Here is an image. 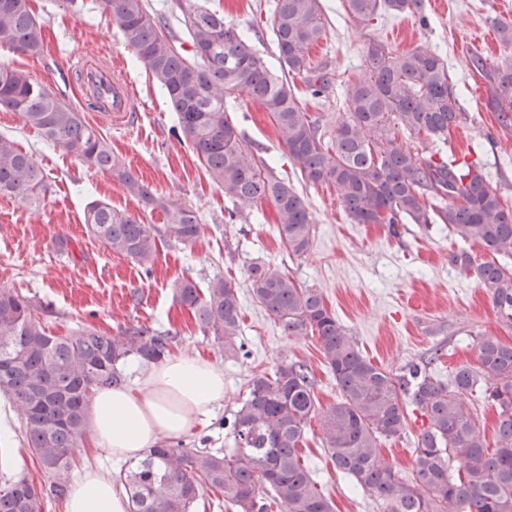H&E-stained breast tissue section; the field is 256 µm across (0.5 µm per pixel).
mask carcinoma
<instances>
[{
  "label": "carcinoma",
  "instance_id": "cac0c4a2",
  "mask_svg": "<svg viewBox=\"0 0 512 512\" xmlns=\"http://www.w3.org/2000/svg\"><path fill=\"white\" fill-rule=\"evenodd\" d=\"M137 61L165 91L177 114V137L190 144L210 181L240 209L270 201L279 238L301 257L310 248L312 220L294 185L277 174L232 122L229 103L254 102L270 112L281 144L310 185H332L353 223L383 224L394 237L405 224H446L488 259L473 265L457 254L461 273L476 274L497 314L512 323V206L468 155L422 158L399 136L425 135L448 142L467 120L448 68L423 48L394 53L369 42L364 66L344 99L345 119L328 138L305 112L288 83L304 76L306 94L329 86L311 66L310 50L325 32L321 0H276L272 31L282 72L271 70L234 27L191 0H175L191 49L184 47L148 0H101ZM347 14L370 25L381 13L424 17V0H343ZM0 44L32 57L43 55V23L30 0H0ZM484 71L492 108L512 127V65ZM0 107L17 113L45 141L92 168L112 173L144 207L166 215L165 233L183 244L203 231L197 210L155 195L112 157L101 132L83 113L25 73L0 66ZM48 183L33 157L0 135V196L31 210L44 204ZM88 232L110 252L150 274L160 231L93 201L84 210ZM247 281L254 297L288 336L312 334L336 379L340 399L317 407L305 365L281 363L253 376L240 408L224 420L234 448H187L163 439L118 475L130 512H196L211 490L236 512H333L300 454L309 420L319 417L322 441L336 468L382 501L387 512H512V343L482 336L479 367L464 365L448 381L428 363L411 362L393 373L374 365L339 324L315 288H303L269 264L253 262ZM177 303L211 335L235 352L240 333L238 286L216 278L206 289L191 279L175 283ZM46 308L0 288V392L16 405L23 438L43 472L37 483L20 478L0 490V512H43L45 498L64 499L81 445L91 429L89 402L97 387H119L130 361L157 364L179 343L178 333L150 325L115 336L82 328L71 336L47 333ZM480 392L495 407L496 438L489 448L465 400ZM428 419L414 448L412 476H399L379 453L383 439L402 436L406 410Z\"/></svg>",
  "mask_w": 512,
  "mask_h": 512
}]
</instances>
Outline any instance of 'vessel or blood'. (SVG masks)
<instances>
[{"instance_id":"b4317fda","label":"vessel or blood","mask_w":512,"mask_h":512,"mask_svg":"<svg viewBox=\"0 0 512 512\" xmlns=\"http://www.w3.org/2000/svg\"><path fill=\"white\" fill-rule=\"evenodd\" d=\"M69 71L91 97L99 119L117 129L136 127L144 105L130 79L113 66L110 51L71 60Z\"/></svg>"}]
</instances>
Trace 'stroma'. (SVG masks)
I'll return each mask as SVG.
<instances>
[{"instance_id":"stroma-1","label":"stroma","mask_w":512,"mask_h":512,"mask_svg":"<svg viewBox=\"0 0 512 512\" xmlns=\"http://www.w3.org/2000/svg\"><path fill=\"white\" fill-rule=\"evenodd\" d=\"M199 7L220 12L227 25L243 32L250 45L269 64H276L272 22L275 0H193ZM325 34L311 50L315 67L330 77L320 98L305 102L326 135H334L343 120L342 102L353 75L364 64L368 43L378 39L395 52L418 46L435 51L448 67L451 81L468 120L453 130L447 143L432 144L404 136V144L426 156L434 152L461 155L476 149L502 198L512 205V129H503L492 109L489 83L474 65L501 67L512 48L486 43L497 34L499 22L512 23V0H425V15H382L370 27L357 25L342 0H322ZM44 23L45 53L29 57L0 45V65L22 70L49 90L65 88L66 100L80 106L75 78H62L68 56L112 49L113 61L123 65L148 106L138 129L120 133L102 127L115 160L143 180L156 194L193 205L203 224L199 239L182 244L165 237L152 274L130 260L110 253L91 237L83 221L87 203L101 200L145 223L164 226L161 211H145L110 173L88 167L74 156L44 142L40 133L16 113L0 110V135L33 155L50 184L44 206L37 211L0 197V288H10L48 306L43 317L47 332L68 336L84 326L116 335L120 329L151 324L177 330L178 354L193 356L224 371V404L185 435L187 445L207 441L212 448L232 447L222 425L245 397L255 374L282 362L307 366L319 407L337 402L336 379L324 362L317 337L287 336L254 298L247 268L267 262L287 272L302 287L317 289L340 325L373 364L398 370L411 362L427 361L441 379L461 366L477 367L476 340L493 336L512 343V325L496 313L491 298L476 276L462 275L452 258L467 253L473 263L485 258L484 249L466 243L441 224L422 229L407 225L400 237L389 236L380 224L353 223L335 189L303 183L288 158L268 112L255 103L234 105L230 116L261 151L276 172L288 178L304 198L313 222L312 243L306 255L288 252L280 242L271 203L234 213L222 188L213 184L188 144L172 133L177 123L164 92L136 61L119 30L98 0L83 7L69 0H33ZM70 241L68 251L55 249L53 240ZM235 281L242 307V355H225L213 337L203 335L193 316L173 294L175 281L190 278L206 287L214 277ZM141 301L132 304L131 289ZM21 416L0 395V433L6 434L7 457L0 462V488L23 476L38 477L32 455L19 430ZM428 421L420 411H408L402 437L381 441L380 452L400 476L412 474L413 448ZM302 454L334 512H383L381 503L339 471L322 442L319 419L306 431Z\"/></svg>"}]
</instances>
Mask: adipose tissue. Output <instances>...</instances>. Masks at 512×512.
Instances as JSON below:
<instances>
[{"label":"adipose tissue","mask_w":512,"mask_h":512,"mask_svg":"<svg viewBox=\"0 0 512 512\" xmlns=\"http://www.w3.org/2000/svg\"><path fill=\"white\" fill-rule=\"evenodd\" d=\"M223 401V369L194 357L174 356L153 368L137 387L94 391L90 417L95 443L115 459H132L159 436L189 433ZM66 512H130V503L110 476L88 469L73 483Z\"/></svg>","instance_id":"obj_1"}]
</instances>
